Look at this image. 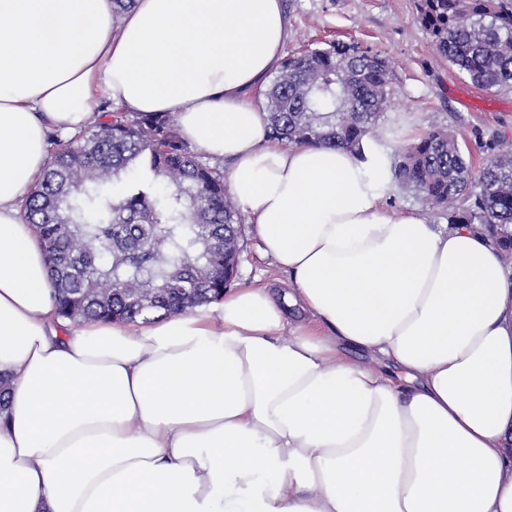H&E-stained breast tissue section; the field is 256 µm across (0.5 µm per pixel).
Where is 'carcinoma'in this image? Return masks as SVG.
<instances>
[{"instance_id":"cac0c4a2","label":"carcinoma","mask_w":512,"mask_h":512,"mask_svg":"<svg viewBox=\"0 0 512 512\" xmlns=\"http://www.w3.org/2000/svg\"><path fill=\"white\" fill-rule=\"evenodd\" d=\"M436 52L477 87L512 84V0H418ZM378 53L332 43L287 57L264 93L267 128L283 145L352 148L388 104ZM54 152L24 206L46 255L58 315L72 322L188 313L224 294L244 217L224 169L201 160L170 113L115 109ZM475 175L458 134L432 128L404 148L396 182L512 254V144L495 141Z\"/></svg>"}]
</instances>
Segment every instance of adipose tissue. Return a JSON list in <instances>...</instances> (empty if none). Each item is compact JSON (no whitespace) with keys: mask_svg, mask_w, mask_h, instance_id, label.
<instances>
[{"mask_svg":"<svg viewBox=\"0 0 512 512\" xmlns=\"http://www.w3.org/2000/svg\"><path fill=\"white\" fill-rule=\"evenodd\" d=\"M283 0H0V512H512V269L382 204L378 138L282 147ZM175 115L288 273L148 322L57 315L22 204L101 99ZM364 361L352 359V352Z\"/></svg>","mask_w":512,"mask_h":512,"instance_id":"obj_1","label":"adipose tissue"}]
</instances>
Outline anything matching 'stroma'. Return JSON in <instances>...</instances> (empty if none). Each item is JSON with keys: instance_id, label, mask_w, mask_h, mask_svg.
I'll return each instance as SVG.
<instances>
[{"instance_id": "1", "label": "stroma", "mask_w": 512, "mask_h": 512, "mask_svg": "<svg viewBox=\"0 0 512 512\" xmlns=\"http://www.w3.org/2000/svg\"><path fill=\"white\" fill-rule=\"evenodd\" d=\"M289 21L285 54L344 42L384 56L390 66L391 103L375 133L389 155L432 127L463 138L473 170L490 157L489 143L512 139V86L482 90L437 55L417 20L416 0H284ZM235 287L286 292L289 276L264 251L252 226L244 228Z\"/></svg>"}]
</instances>
